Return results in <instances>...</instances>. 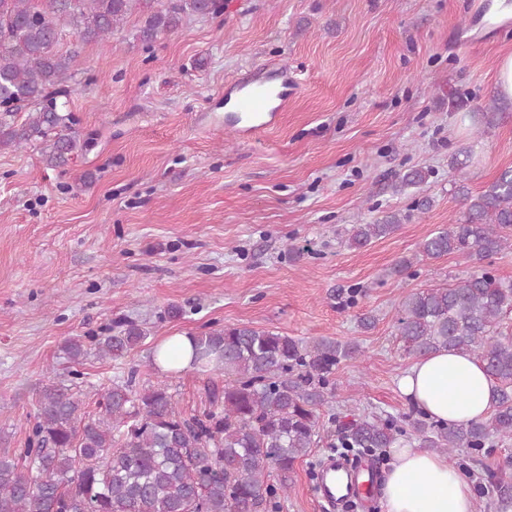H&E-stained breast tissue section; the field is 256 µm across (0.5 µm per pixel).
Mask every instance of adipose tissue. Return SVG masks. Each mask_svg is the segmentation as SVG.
<instances>
[{
    "instance_id": "adipose-tissue-1",
    "label": "adipose tissue",
    "mask_w": 512,
    "mask_h": 512,
    "mask_svg": "<svg viewBox=\"0 0 512 512\" xmlns=\"http://www.w3.org/2000/svg\"><path fill=\"white\" fill-rule=\"evenodd\" d=\"M399 390L431 417L448 422L487 418L493 381L474 359L440 351L420 358L398 381ZM383 486L385 512H475L470 483L448 460L422 448L392 451Z\"/></svg>"
}]
</instances>
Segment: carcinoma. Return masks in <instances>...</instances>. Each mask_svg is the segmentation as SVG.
Here are the masks:
<instances>
[{
	"instance_id": "obj_1",
	"label": "carcinoma",
	"mask_w": 512,
	"mask_h": 512,
	"mask_svg": "<svg viewBox=\"0 0 512 512\" xmlns=\"http://www.w3.org/2000/svg\"><path fill=\"white\" fill-rule=\"evenodd\" d=\"M223 11L224 0H0V150L39 143L43 163L56 170L88 147L64 101L73 55L57 47L58 21H69L89 43L138 13L136 39L150 46L189 16ZM470 155L462 149L450 161L462 216L425 238L413 257L397 260L391 273L405 274L420 256L449 254L471 270L453 287L404 296L395 330L411 355L454 350L480 362L496 383L492 414L448 423L421 410L406 426L389 415H332V448L378 458L409 435L451 462L463 448L478 454L493 439L512 437V338L497 332L512 311V285L484 265L512 245V170L473 195L465 185ZM428 175L411 168L395 189L416 187ZM402 220L389 212L374 224H355L348 246L388 236ZM146 336L140 325L123 322L92 343L99 356L121 358ZM190 341L191 368L224 372L223 387L206 385L209 408L200 414L178 410L163 381L138 388L134 371L105 391L95 414L82 410L77 385L45 386L25 447L0 451V512H280L288 474L322 441L321 408L334 396L336 368L356 358L358 347L249 325ZM62 351L71 362L88 354L81 336L67 339ZM485 480L497 512H509L512 486L491 469Z\"/></svg>"
}]
</instances>
